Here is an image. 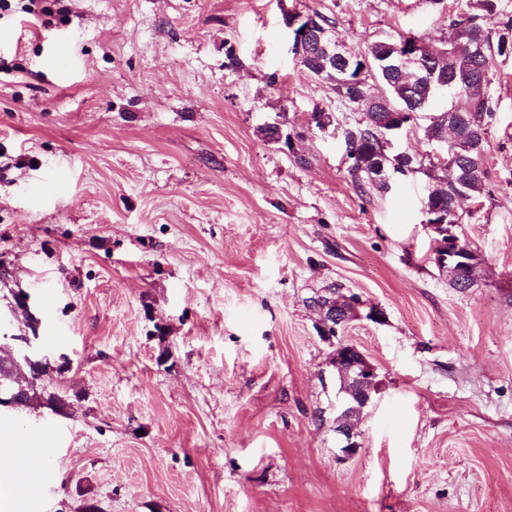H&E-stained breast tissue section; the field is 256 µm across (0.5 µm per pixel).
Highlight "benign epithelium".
Here are the masks:
<instances>
[{"label":"benign epithelium","instance_id":"benign-epithelium-1","mask_svg":"<svg viewBox=\"0 0 512 512\" xmlns=\"http://www.w3.org/2000/svg\"><path fill=\"white\" fill-rule=\"evenodd\" d=\"M313 23H308L302 29L291 25L289 30L292 38V49L296 54H301L303 45L312 31ZM417 115L413 112H397L389 121L387 132L383 134L385 147L395 149L396 141L402 132L416 123ZM448 164V149L439 144L437 148L429 152V163L426 170L445 167ZM435 256L438 266L448 270L451 279H458L459 269L470 267L476 263V254L463 252L459 249L456 237L450 235L437 241ZM14 303L10 304L11 312L22 311L26 317V328L18 334L5 332L0 338L10 342L12 362L16 365L25 364L31 367H39L45 363L52 366L54 373L65 374L69 370L71 359L65 353L48 354L40 346L39 328L41 319L31 310L29 295L19 289L13 292ZM360 302L355 297L341 296L338 303H318L314 309L321 314V334L323 338L338 339L332 363L341 380V392L344 397L341 400L336 416V434L341 436L344 442L342 451L350 456L356 453L359 443L357 426L362 418L364 409L372 400L373 393L377 391L378 381L374 366L365 358L359 349L339 337V331L343 330L351 320L361 317L359 312ZM25 389L15 387L14 380L0 382V410L17 409L19 402L24 398Z\"/></svg>","mask_w":512,"mask_h":512}]
</instances>
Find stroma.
Masks as SVG:
<instances>
[{"instance_id": "1", "label": "stroma", "mask_w": 512, "mask_h": 512, "mask_svg": "<svg viewBox=\"0 0 512 512\" xmlns=\"http://www.w3.org/2000/svg\"><path fill=\"white\" fill-rule=\"evenodd\" d=\"M21 6L0 10V311L28 291L72 368L70 416L0 418V466L59 436L13 512H512V55L490 73L486 192L460 207L462 291L434 260L431 180L353 181L363 114L282 23L320 13L355 52L438 44L470 0H54L33 25ZM61 40L77 63L48 70ZM273 122L290 145L262 141ZM329 287L384 313L345 331L379 380L351 456L308 305ZM46 436L45 433L35 434L28 440L21 442L19 445L21 448H18L16 452L15 449L13 450L17 460L23 467L29 468L41 465V448L48 447V443L45 442L42 445L41 442Z\"/></svg>"}]
</instances>
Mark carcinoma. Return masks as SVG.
Masks as SVG:
<instances>
[{"label":"carcinoma","instance_id":"obj_1","mask_svg":"<svg viewBox=\"0 0 512 512\" xmlns=\"http://www.w3.org/2000/svg\"><path fill=\"white\" fill-rule=\"evenodd\" d=\"M499 15L498 0H476L474 12L467 16L468 37L463 43L428 45L425 69L413 68L403 76L397 70L404 52L401 39L374 42L366 52L354 55L348 66L325 61L323 48L309 46L308 55L299 59L301 66L313 76L334 80L336 94L363 114L361 123L343 132L353 178L386 190L389 183L379 176L380 169L403 175L405 170L420 165V160L411 155L380 151V121L393 112L424 111L441 89L440 81L448 77L452 81L449 90L464 102L462 107L452 109L454 118L442 121L443 135L448 138V165L454 167L455 182L444 189L443 195L427 197L425 206L440 209L441 222L450 214L456 195L464 194L476 201L483 197L488 178L485 143L493 116L489 73L494 56L512 54V39L502 34L493 37ZM372 81L383 87L382 94L371 93ZM259 132L266 143L290 140V135H282L275 123L261 127ZM23 372L27 376L25 406L36 410L62 398L51 385L49 373L40 374L31 368Z\"/></svg>","mask_w":512,"mask_h":512}]
</instances>
